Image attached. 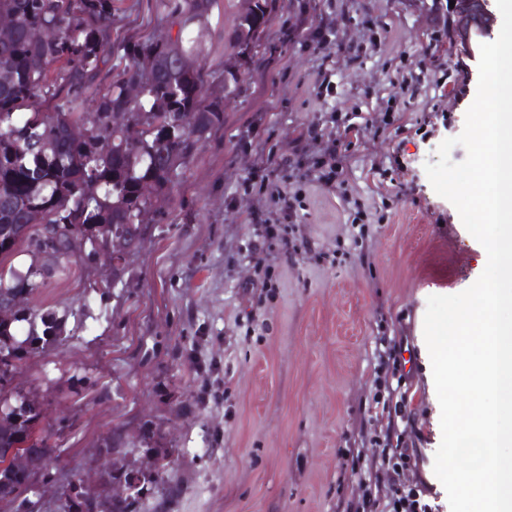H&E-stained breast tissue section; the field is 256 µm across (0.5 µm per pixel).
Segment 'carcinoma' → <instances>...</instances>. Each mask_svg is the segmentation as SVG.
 I'll return each mask as SVG.
<instances>
[{
  "instance_id": "obj_1",
  "label": "carcinoma",
  "mask_w": 512,
  "mask_h": 512,
  "mask_svg": "<svg viewBox=\"0 0 512 512\" xmlns=\"http://www.w3.org/2000/svg\"><path fill=\"white\" fill-rule=\"evenodd\" d=\"M212 0H158V6L182 18L177 36L132 40L112 37L115 0H0V13L14 17L12 34L0 38V292L29 295L46 277L44 267L20 274L8 267L28 243L59 238L52 257L68 260L91 235L119 239L120 272L131 246L140 240L145 208L165 214L163 190L174 185L196 143L224 121V103L206 101L201 71L180 64L192 47L183 38L186 24L203 18ZM271 20L269 0L239 17L236 55L260 40ZM141 85L132 98L127 87ZM97 116L84 140H73L71 124L86 110ZM195 114V125L179 123V114ZM152 181L153 200L140 198L139 186ZM29 324L18 340L11 325L0 323V355L22 361L54 341L57 318L26 309L13 322ZM0 383V455L23 445L53 452L44 435L40 402ZM116 471L100 478L86 494L103 497Z\"/></svg>"
}]
</instances>
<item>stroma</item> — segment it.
Listing matches in <instances>:
<instances>
[{
	"instance_id": "stroma-1",
	"label": "stroma",
	"mask_w": 512,
	"mask_h": 512,
	"mask_svg": "<svg viewBox=\"0 0 512 512\" xmlns=\"http://www.w3.org/2000/svg\"><path fill=\"white\" fill-rule=\"evenodd\" d=\"M450 0H273L253 58L234 55L242 0H214L191 34L207 96L224 122L198 143L164 217L150 214L120 274L79 255L55 264L33 295L62 322L56 345L29 355L16 382L38 396L62 466L92 486L106 439H152L172 465L139 512H347L377 449L376 355L408 338L407 412L422 435V476L446 491L433 465L442 432L423 334L427 299L471 286L483 246L424 165L459 135L475 99L480 47ZM115 33H177L154 0H118ZM447 27H439V18ZM329 28L330 96L315 82L308 43ZM240 85L224 95V72ZM465 89L436 85L442 73ZM419 81L410 95L407 83ZM354 117L346 180L305 186L295 234L306 248L271 249L270 279L254 267L248 216L264 197L249 181L291 157L300 133ZM366 214L356 220L351 198ZM370 254L368 271L355 267Z\"/></svg>"
}]
</instances>
